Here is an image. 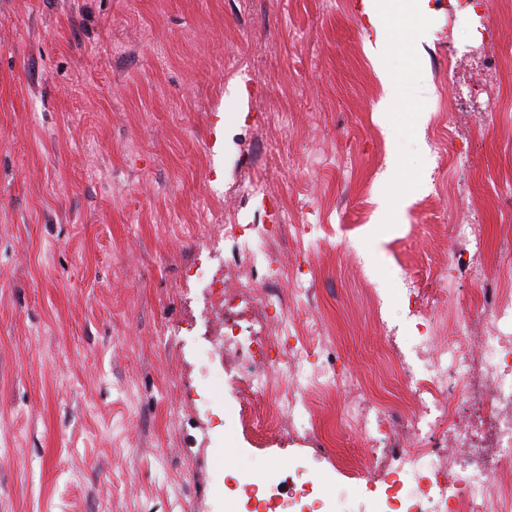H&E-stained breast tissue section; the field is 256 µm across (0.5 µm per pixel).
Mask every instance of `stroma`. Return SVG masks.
I'll return each mask as SVG.
<instances>
[{
	"mask_svg": "<svg viewBox=\"0 0 512 512\" xmlns=\"http://www.w3.org/2000/svg\"><path fill=\"white\" fill-rule=\"evenodd\" d=\"M466 2L388 0L382 46L363 0H0V512H224L217 457L287 470L292 439L216 448L196 409L215 321L181 288L239 260L198 254L225 211L279 225L286 333L321 319L371 399L401 387L407 281L482 332L454 230L481 225L512 289V0ZM251 177L271 189L245 201ZM311 402L303 448L371 452L343 397Z\"/></svg>",
	"mask_w": 512,
	"mask_h": 512,
	"instance_id": "35a3bbf8",
	"label": "stroma"
}]
</instances>
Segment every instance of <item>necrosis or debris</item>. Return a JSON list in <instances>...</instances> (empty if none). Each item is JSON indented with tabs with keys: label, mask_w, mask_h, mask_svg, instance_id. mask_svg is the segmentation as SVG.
I'll return each mask as SVG.
<instances>
[{
	"label": "necrosis or debris",
	"mask_w": 512,
	"mask_h": 512,
	"mask_svg": "<svg viewBox=\"0 0 512 512\" xmlns=\"http://www.w3.org/2000/svg\"><path fill=\"white\" fill-rule=\"evenodd\" d=\"M209 239L214 249L236 244L244 259L220 277L194 264L185 279L189 287L206 283L220 321L218 339L198 354L208 390L231 395L234 381H242L250 421L309 436L317 424L307 391L336 392L346 397L341 427L389 440L354 461L359 481L349 491L338 489L335 473L322 467L327 454L319 449L294 456L296 480L289 486L273 467L252 475L225 466L223 495L237 512H512V335L475 340L462 331L447 339L444 301L417 296V368L403 372L411 418L405 436L396 439L395 420L385 407L365 403L358 376L335 355V340L319 323L305 336L284 334L280 319L288 303L276 287L294 272L275 250L276 232L265 224H217ZM228 310L264 315L261 335L242 336L237 324L225 321ZM272 312L279 321L269 320ZM230 357L241 360L233 381L208 367L211 359ZM478 380L486 381L487 391L475 423L462 419L455 397Z\"/></svg>",
	"instance_id": "4bbe7bcc"
}]
</instances>
